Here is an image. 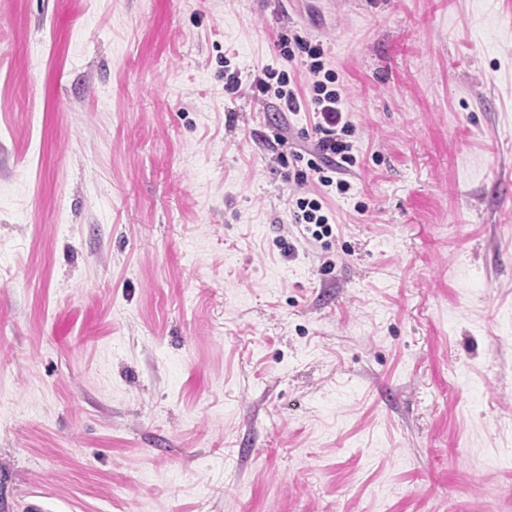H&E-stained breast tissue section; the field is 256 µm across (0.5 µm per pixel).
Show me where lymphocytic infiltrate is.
Masks as SVG:
<instances>
[{"instance_id": "obj_1", "label": "lymphocytic infiltrate", "mask_w": 512, "mask_h": 512, "mask_svg": "<svg viewBox=\"0 0 512 512\" xmlns=\"http://www.w3.org/2000/svg\"><path fill=\"white\" fill-rule=\"evenodd\" d=\"M280 45L286 57L301 59L310 79L308 92H300L295 78L289 73L269 68L256 77L255 86L277 111L303 110L316 115V150L308 159L300 154L294 155L291 165L296 184L302 185L313 179L322 191L293 197L291 205L294 222L304 225L306 233L320 241L333 232L324 189L332 187L344 194L350 188L340 174L356 163L349 141L352 128L344 117L342 97L336 87V73L326 66L322 44L294 35L282 37Z\"/></svg>"}]
</instances>
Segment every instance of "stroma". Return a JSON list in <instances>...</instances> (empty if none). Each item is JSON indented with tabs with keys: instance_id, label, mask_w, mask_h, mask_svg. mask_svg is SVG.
I'll list each match as a JSON object with an SVG mask.
<instances>
[{
	"instance_id": "stroma-1",
	"label": "stroma",
	"mask_w": 512,
	"mask_h": 512,
	"mask_svg": "<svg viewBox=\"0 0 512 512\" xmlns=\"http://www.w3.org/2000/svg\"><path fill=\"white\" fill-rule=\"evenodd\" d=\"M296 32L357 157L324 243L277 160L313 115L254 84ZM35 496L512 512V0H0V512Z\"/></svg>"
}]
</instances>
